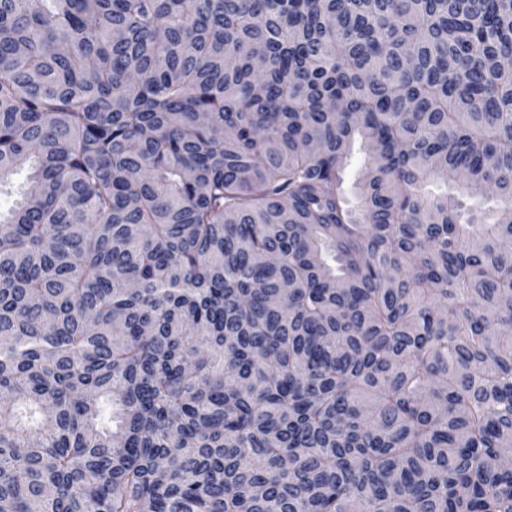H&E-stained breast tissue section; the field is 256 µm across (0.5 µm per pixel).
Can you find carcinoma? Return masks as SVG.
Wrapping results in <instances>:
<instances>
[{
	"mask_svg": "<svg viewBox=\"0 0 512 512\" xmlns=\"http://www.w3.org/2000/svg\"><path fill=\"white\" fill-rule=\"evenodd\" d=\"M475 189L512 0H0V512H512Z\"/></svg>",
	"mask_w": 512,
	"mask_h": 512,
	"instance_id": "obj_1",
	"label": "carcinoma"
}]
</instances>
